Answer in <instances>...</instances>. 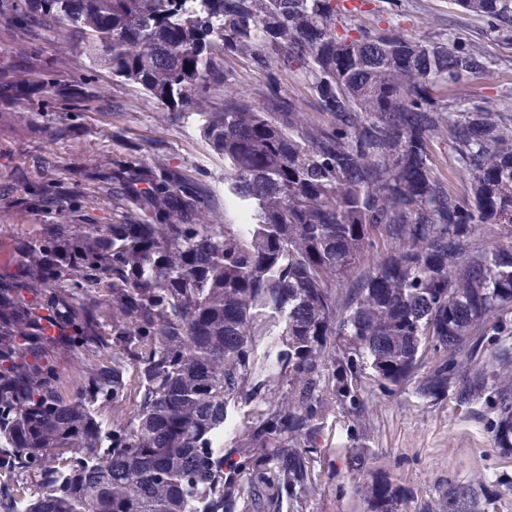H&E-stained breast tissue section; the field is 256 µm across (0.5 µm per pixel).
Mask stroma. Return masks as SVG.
<instances>
[{"mask_svg":"<svg viewBox=\"0 0 512 512\" xmlns=\"http://www.w3.org/2000/svg\"><path fill=\"white\" fill-rule=\"evenodd\" d=\"M11 4L0 0V71L18 67V47L34 58L33 78L43 90L35 97L0 102V125L11 128L12 141L0 144V170L23 166L31 179L41 172L31 157L51 154L61 166L95 164L121 150L122 132L139 142L138 162L163 157L204 180L216 205L224 203V156L205 136L208 116L189 106L177 107L154 98L127 77L114 74L104 55V42L76 21L59 37L41 28L20 31L7 18ZM383 19L412 35L456 29L459 36L480 45L491 64V75L449 86V97L480 98L490 111H499L504 89L512 88V43L497 39L485 24L466 19L451 0H386ZM231 80L210 95L222 107L225 95H244L261 102L264 76L239 58H225ZM82 115L81 129L62 140L56 128L62 115ZM286 312L257 310L253 321V354L245 392L224 408V444L215 456H226L238 440L264 418L265 397L278 382V363L284 353L281 334ZM365 405L363 417L352 416L336 402L318 421L310 455L307 490L284 498L281 512H369L358 491L367 471L386 473L406 494L402 512H426L443 486L496 481L500 490L487 500L483 512H512V456L502 454L493 436V408L488 396L469 404L454 396L433 402L416 383L384 391L368 357L358 360L357 382ZM361 456L363 466L349 461Z\"/></svg>","mask_w":512,"mask_h":512,"instance_id":"stroma-1","label":"stroma"}]
</instances>
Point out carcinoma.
Masks as SVG:
<instances>
[{
  "instance_id": "1",
  "label": "carcinoma",
  "mask_w": 512,
  "mask_h": 512,
  "mask_svg": "<svg viewBox=\"0 0 512 512\" xmlns=\"http://www.w3.org/2000/svg\"><path fill=\"white\" fill-rule=\"evenodd\" d=\"M180 0H14L11 19L54 32L75 17L109 32L112 72L164 101L208 103L230 81L224 58L266 77L263 106L232 95L205 134L224 154V212L206 185L157 157L127 153L65 170L50 156L32 182L20 167L0 205L47 221L0 266V441L15 464L43 477L28 512H188L191 494L218 486L209 512H278L280 491L308 480V452L326 408L363 402L356 356L371 358L385 389L418 373L432 399L461 403L488 391L497 447L512 453V351L487 357L485 340L512 321V104L492 112L454 102L445 87L483 78L487 58L453 32L420 38L364 26L382 0H207L223 24L177 25ZM466 15L512 32V0H454ZM304 70L326 119L285 95L279 73ZM29 66L0 75V96L31 90ZM448 144L465 176L444 183L431 159ZM112 213L101 224L94 203ZM495 233L483 244L482 231ZM389 242L370 252L372 235ZM286 308L282 387L223 469L207 443L224 429L226 401L245 387L251 320ZM351 337L354 354L332 355ZM91 352L61 391L65 356ZM141 370L131 394L125 366ZM112 402V439L89 402ZM132 411L124 413L126 406ZM60 453H88L65 483ZM499 484H450L444 512H481ZM371 512H400L388 475L364 487Z\"/></svg>"
}]
</instances>
